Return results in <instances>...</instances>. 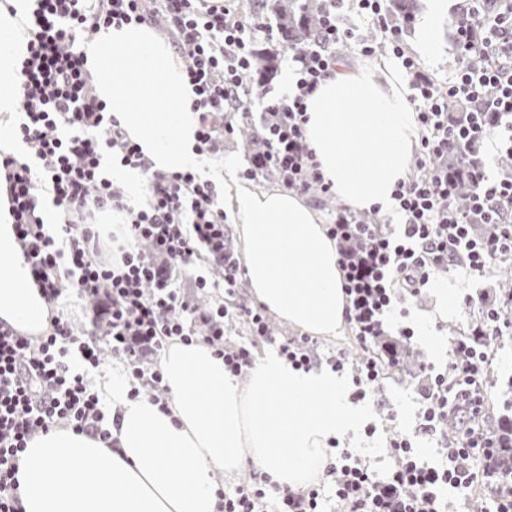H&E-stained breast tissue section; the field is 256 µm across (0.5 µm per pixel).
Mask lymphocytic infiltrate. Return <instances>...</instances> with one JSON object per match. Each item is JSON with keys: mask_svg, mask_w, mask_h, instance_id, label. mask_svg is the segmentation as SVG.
<instances>
[{"mask_svg": "<svg viewBox=\"0 0 512 512\" xmlns=\"http://www.w3.org/2000/svg\"><path fill=\"white\" fill-rule=\"evenodd\" d=\"M322 2L317 38L294 50L292 92L268 104L262 120L265 150L252 157L245 174L253 178L270 170L286 188L330 194L332 185L306 144L305 100L335 69L337 47H353L363 57L377 52V44L340 26V11L351 7L380 32L381 43L400 61L420 130L416 170L394 190L397 221L343 206L327 222L349 301L346 316L363 353L356 364L336 355L330 361L338 371L353 366L356 394L363 398L380 385L384 365L399 362L397 343L383 339L397 290L417 296L435 275L455 267L480 278L496 257L512 254V172L491 175L479 161L461 177L446 164L449 154H475L487 145L512 154V0H470L476 28L463 31V62L445 81L406 50L403 29L390 20L386 0ZM246 4L34 0L29 55L21 70L18 130L25 152L0 154V175L8 184L24 256L46 301L56 304L66 289H73L78 298L95 302L108 329L80 338L61 312L51 314L47 331L38 337L0 323V512H20L18 463L35 435L68 428L103 441L111 436L99 395L66 360L70 348L93 367L108 351L123 359L131 397L148 387L156 403L166 391L157 360L167 340L204 344L223 358L225 372L234 377L252 362L248 348L224 341L228 311L223 300L200 313L180 292L201 254L221 279L189 277L198 290L220 286L230 293L240 278V263L226 249L230 227L223 205L211 184L193 172L151 170L96 96L80 49L100 28L164 19L195 94L197 148L210 152L234 133L235 115L246 114L254 95L251 33L276 37L261 17H247ZM452 100L464 104L461 117L449 112ZM108 149L123 165L145 172L148 209L128 211L103 171ZM464 179L471 192L462 209L456 193ZM45 195L64 218L56 234L40 214ZM106 207L127 212L122 234L98 231L97 214ZM482 315L471 334L453 339L444 369L427 373L419 389L424 409L418 431L446 442L442 466L422 462L411 439L401 435L390 442L396 463L384 479H376L359 453L344 448L327 467L329 489L312 486L273 497L261 479L232 492L217 489V512H321L327 490L336 512H441L442 487L468 492L478 485L488 492L491 512H512V469H492L496 443L477 424L489 408L485 384L492 341L512 331V314L490 308ZM459 405L467 421L456 434H447L442 423Z\"/></svg>", "mask_w": 512, "mask_h": 512, "instance_id": "f902f5d3", "label": "lymphocytic infiltrate"}]
</instances>
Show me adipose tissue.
<instances>
[{
    "mask_svg": "<svg viewBox=\"0 0 512 512\" xmlns=\"http://www.w3.org/2000/svg\"><path fill=\"white\" fill-rule=\"evenodd\" d=\"M32 0H0V149L20 152L15 116L28 55ZM82 49L97 97L154 170L204 169L237 226L245 278L257 304L312 336L346 324L336 242L305 197L238 180L237 162L211 170L196 150L198 114L185 68L152 26L100 30ZM306 142L335 196L363 211L394 209L418 139L405 82L392 66L338 64L306 100ZM6 182L0 178V322L33 337L50 306L18 241ZM161 368L167 407L129 399L128 383L102 378L112 403V441L71 430L31 439L19 462L22 512H216L215 478L255 466L281 489L311 484L329 442L361 412L342 381L291 367L265 350L238 382L200 343L171 341Z\"/></svg>",
    "mask_w": 512,
    "mask_h": 512,
    "instance_id": "obj_1",
    "label": "adipose tissue"
}]
</instances>
